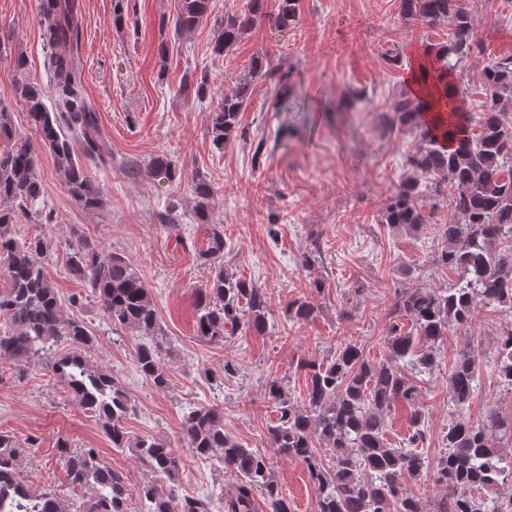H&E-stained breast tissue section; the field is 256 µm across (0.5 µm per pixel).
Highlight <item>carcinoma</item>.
Masks as SVG:
<instances>
[{"label": "carcinoma", "instance_id": "carcinoma-1", "mask_svg": "<svg viewBox=\"0 0 512 512\" xmlns=\"http://www.w3.org/2000/svg\"><path fill=\"white\" fill-rule=\"evenodd\" d=\"M211 0H180L176 26L196 29L210 11ZM268 0H246L244 9L228 12L212 52L222 56L253 27L270 16L282 29L298 23V0H278L268 14ZM401 13L427 25L446 22L448 40L433 45L428 55L438 66L434 82L445 85L447 74L474 61L482 46L464 0H401ZM41 25L49 43L68 52L50 59L53 108L44 103L45 90L27 76L24 55L14 56L16 93L26 104L39 143L53 151L72 199L86 210L103 205L102 191L81 163L82 154L105 163L111 150L98 125L97 110L81 80V21L77 0H41ZM251 72L274 80L286 75L257 58ZM482 110L467 115V128L432 135L422 119L424 102L408 90L395 94L379 113L383 136L410 131L418 135L408 154L409 174L382 211L380 223L404 230L438 225L443 247L438 264L460 272L456 287L445 291L414 288L395 292L389 315L386 354L379 363L367 359L361 346L348 342L322 363L304 365L309 379L307 403L298 406L283 382H266L267 399L280 414L269 428V444L305 464L320 492L319 512H512V495L495 490L512 483V457L499 449L512 447V411L489 407L476 423L457 417L448 425L444 453L429 466L417 448L426 440L422 392L409 372H426L435 363L434 350L451 332L467 330L479 307L512 309V56L491 59L482 67ZM244 83L212 115L213 145L221 149L237 132L240 113L248 101ZM42 196L35 153L23 142L0 150V201L18 209ZM447 197L453 212L444 222L423 200ZM52 242L37 237L20 242L14 212L0 209V266L10 281L0 292V364L21 375L35 359L51 354L48 369L72 390L80 407L94 416L112 447L135 448L137 456L168 484L143 490L149 512H211V502L181 497L174 489L184 467L180 449L154 437L131 442L124 422L134 406L111 374L93 368L87 353L94 338L78 314L80 298H70L65 310L47 276ZM211 268L196 306V335L212 345H224V330L245 320L248 329L266 330L269 300L264 289L224 267V228H215L202 253ZM70 272L98 299L115 328L137 334L143 341L134 356L142 376L158 390L168 388L169 370L162 363L170 347L160 327L151 292L139 272L118 253L103 254L83 241L69 248ZM314 305L303 298L288 304V319L309 320ZM411 324L402 330L401 321ZM58 345L62 350H55ZM479 352L466 341L448 372V403L463 408L478 391ZM498 382L512 391V329L500 333L492 359ZM405 403L412 409V434L404 447L386 438L388 417ZM183 448L198 458L216 457L239 482L223 503L224 512H252L256 482L276 505L290 512L281 491L269 479V459L224 433V411L199 406L189 411L181 429ZM72 488H92L88 500L65 503L54 490L33 492L19 477L23 450L13 437L0 432V512H129L124 475L104 462L95 448L57 445ZM409 476L445 495L431 501L414 495L402 484Z\"/></svg>", "mask_w": 512, "mask_h": 512}]
</instances>
